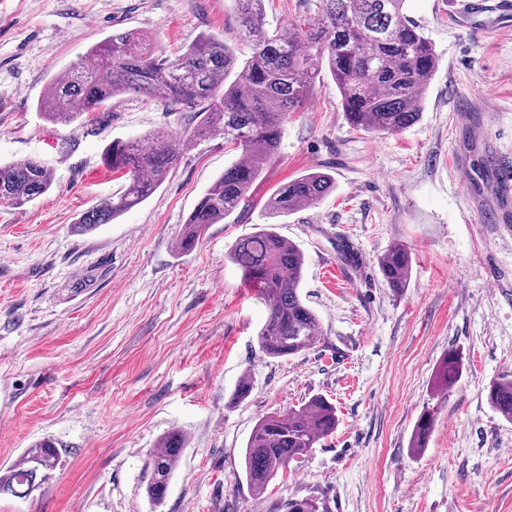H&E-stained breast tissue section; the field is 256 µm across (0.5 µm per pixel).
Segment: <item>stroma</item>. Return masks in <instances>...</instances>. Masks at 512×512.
<instances>
[{
	"label": "stroma",
	"mask_w": 512,
	"mask_h": 512,
	"mask_svg": "<svg viewBox=\"0 0 512 512\" xmlns=\"http://www.w3.org/2000/svg\"><path fill=\"white\" fill-rule=\"evenodd\" d=\"M405 12L439 57L420 120L356 129L335 82L317 80L249 206L181 251L189 214L236 157L223 136L187 143L146 202L81 233L83 213L126 183L107 146L191 115L126 94L62 125L37 101L115 32L153 33L170 53L213 35L248 53L233 0H0V162L38 158L53 173L45 195L0 205V469L45 438L61 456L52 480L1 496L0 512H285L292 497L319 512H512V421L487 401L512 373V209L497 190L512 168V30L460 26L451 0H406ZM264 17L271 29L313 24L316 2L264 0ZM314 169L333 192L289 215L269 209L281 184ZM265 224L303 252L302 293L322 327L290 358L260 349L265 300L227 258ZM396 243L412 251L397 295L378 264ZM451 350L465 369L446 391ZM245 375L252 391L233 401ZM315 395L335 406V433L253 497V428ZM431 408L428 445L412 454ZM174 428L188 446L156 507L146 464Z\"/></svg>",
	"instance_id": "1"
}]
</instances>
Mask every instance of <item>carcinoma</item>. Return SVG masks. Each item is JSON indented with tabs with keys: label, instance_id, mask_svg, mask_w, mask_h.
<instances>
[{
	"label": "carcinoma",
	"instance_id": "carcinoma-1",
	"mask_svg": "<svg viewBox=\"0 0 512 512\" xmlns=\"http://www.w3.org/2000/svg\"><path fill=\"white\" fill-rule=\"evenodd\" d=\"M406 0H318L320 22L292 23L270 30L264 23L263 0H234L243 41L250 54L242 59L233 46L209 35L168 55L155 35L126 31L93 45L87 62L54 74L37 108L53 123H70L113 98L140 94L167 112L189 109L199 121L178 133L169 129L141 139L114 141L105 162L128 175L116 198L106 197L83 214L84 231L108 224L149 199L174 169L191 140L211 134L239 157L205 190L177 238L181 250L192 248L207 227L218 224L249 203V192L264 167L277 156L283 126L304 106L315 82L329 74L336 82L343 110L356 128L398 133L421 115L428 83L438 57L420 27L404 12ZM53 184L48 166L37 159L0 164V204L20 208L46 194ZM335 188L333 177L314 171L279 187L268 207L293 213L321 201ZM229 260L244 281L258 288L268 313L258 334L262 351L287 358L309 349L321 335L316 313L301 292L304 255L272 227H263L236 242ZM410 248L397 244L379 260L383 280L394 293L408 286ZM463 373L459 356L450 351L438 372L450 389ZM490 406L512 421V374L492 382ZM434 415H422L410 448L427 446ZM335 407L316 395L297 409L262 418L244 452V476L251 494L260 498L279 471L306 456L336 430ZM187 436L174 430L163 436L148 462L145 494L153 505L164 502ZM59 454L51 440L28 448L0 474V496L27 498L53 478Z\"/></svg>",
	"mask_w": 512,
	"mask_h": 512
}]
</instances>
